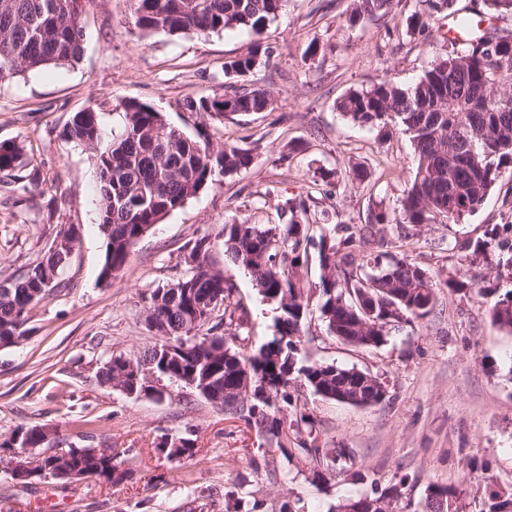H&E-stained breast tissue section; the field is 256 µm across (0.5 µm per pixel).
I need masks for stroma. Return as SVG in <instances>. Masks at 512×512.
Instances as JSON below:
<instances>
[{
    "instance_id": "obj_1",
    "label": "stroma",
    "mask_w": 512,
    "mask_h": 512,
    "mask_svg": "<svg viewBox=\"0 0 512 512\" xmlns=\"http://www.w3.org/2000/svg\"><path fill=\"white\" fill-rule=\"evenodd\" d=\"M353 0H288L265 32L267 65L227 79L224 63L247 53L244 30L176 37L144 34L133 0H90L84 51L72 66L24 72L0 83V142L18 143L35 182L0 185V277H22L47 254L61 227L78 242L61 285L31 312L25 338L0 348V456L17 425L55 428L53 451L108 448L120 480L51 479L24 484L0 470V512H225L228 494L259 501L260 512H329L346 499L400 484L394 512H420L429 484L459 491L457 512H482L485 478L512 488V332L494 324L481 288L512 290L497 257L471 263L464 244L512 222V169L503 170L482 206L458 224L418 227L411 253L436 286L433 313L392 328L377 348L328 336L318 311L303 326L301 359L357 368L383 379L384 403L356 407L298 389L314 428L338 452L335 469L314 475L298 459L261 445L244 421L225 414L179 383L163 400L131 398L103 384L112 356H140L158 341L146 322V298L182 274L186 243L207 236L211 263L245 305L242 351L275 333L277 312L247 271L224 259V223L277 222L286 198H309L311 222L368 223L377 205L394 209L412 177L407 135L377 138L339 114L347 91L381 79L412 85L443 41L426 42L408 27L418 0H394L391 13L348 17ZM261 87L272 110L229 114L212 122L215 141L250 150L247 170L224 176L165 216L132 247L111 284L99 278L105 239L98 228L96 177L88 151L61 132L73 113L94 107L105 129H120L133 99L194 133L185 99L224 94L228 86ZM367 178L353 184V168ZM469 282L466 291L448 278ZM193 439V456L168 458L164 437ZM273 460L277 472L256 468ZM365 478L351 480L352 471Z\"/></svg>"
}]
</instances>
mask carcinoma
<instances>
[{
  "label": "carcinoma",
  "instance_id": "carcinoma-1",
  "mask_svg": "<svg viewBox=\"0 0 512 512\" xmlns=\"http://www.w3.org/2000/svg\"><path fill=\"white\" fill-rule=\"evenodd\" d=\"M90 0H0V80L47 66L77 63L84 51L82 16ZM134 23L147 33L179 35L221 33L246 29L256 37L250 51L224 63L227 77L244 76L269 55L261 36L277 18L284 0H133ZM428 10L414 12L415 28L431 33L429 20L444 14L458 17L473 34L464 42H448L418 81L402 89L388 79L352 90L337 102L338 111L353 123L388 133L397 128L409 135L416 166L401 207L378 209L372 222L358 228L313 224L303 198H291L277 209L278 224L226 222L221 229L224 256L251 275L258 293L277 304L276 334L252 355L228 345L240 338L244 311L234 298L233 283L210 260L211 239L186 244L185 270L171 285L147 297V319L157 327L161 343L139 357H129L140 371H154L163 380L179 382L205 400L224 408L253 428L285 458L298 456L318 466L335 463L341 454L327 448L313 433L305 409L292 399L288 386L298 382L313 394L350 403L365 372L313 363L296 367L297 343L309 306L317 302L327 332L350 344L379 347L400 321L428 317L436 304L435 284L426 270L386 239L385 225L398 229V239L423 224L461 222L474 213L501 174L512 165V107L502 108L500 81L483 42V25L491 17L512 13V0H480V6L460 12L456 0H424ZM392 0H361L349 17L389 13ZM273 96L264 88L236 89L223 95H202L183 102L196 116L197 136L167 122L145 103L124 104V123L109 133L98 112L87 107L74 113L61 137L88 150L98 186L99 224L105 256L100 278L120 274L139 236L171 212L216 182L224 174L247 169L252 155L227 142H213L210 121L226 114L264 112ZM28 163L13 142H0V183L27 189ZM75 232L63 227L54 239L56 249L22 278L4 279L0 288V347L17 344L26 334L32 309L60 286L58 277L75 247ZM469 261L508 252L512 269V240L492 229L468 245ZM316 254L319 281L310 283L308 268ZM489 300L495 324L512 330V293L496 295L478 289ZM224 310L216 319L215 312ZM235 331H230V328ZM227 329L228 334L220 333ZM174 347L166 356V346ZM111 364H103L101 381L126 390ZM308 436L301 437V428ZM20 445L42 447L40 427L18 425ZM457 490L439 484L426 489L424 512H454ZM399 497L395 485L376 497L348 499L330 512H389ZM485 512H512V494L491 486Z\"/></svg>",
  "mask_w": 512,
  "mask_h": 512
}]
</instances>
